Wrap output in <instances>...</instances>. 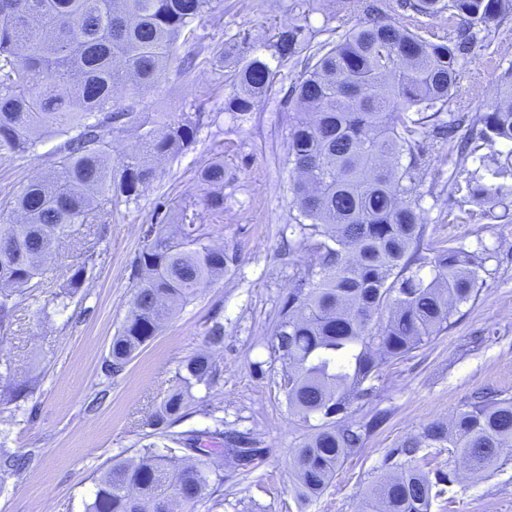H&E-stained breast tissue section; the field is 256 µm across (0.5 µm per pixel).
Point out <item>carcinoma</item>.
I'll use <instances>...</instances> for the list:
<instances>
[{
	"label": "carcinoma",
	"instance_id": "1",
	"mask_svg": "<svg viewBox=\"0 0 512 512\" xmlns=\"http://www.w3.org/2000/svg\"><path fill=\"white\" fill-rule=\"evenodd\" d=\"M214 0H0V150L25 157L45 138H59L47 176L30 180L0 206V332L18 300L42 275L43 260L71 236L75 224L112 203L137 201L157 179L152 160L190 149L205 113L142 112L139 105L166 81L177 50L194 40L192 25ZM507 0H336L337 22L315 40L304 17L273 35L272 53L240 55L233 65L236 93L225 109L254 111L292 65L286 102L288 163L296 209V245L313 259L284 303L272 350L282 363L279 388L288 407L321 424L294 450L298 497L320 495L349 457L363 447L374 419L338 424L336 415L366 395L380 366L401 359L448 329L459 306L476 300L483 255L462 246L420 251L425 225L415 193L426 165L420 137L431 128L453 139L447 120L466 108L455 95L462 65L477 45L489 47L505 23ZM122 81L127 104L112 97ZM503 102L483 114L480 137L495 148L489 159L471 152L467 189L495 207L512 199V68L499 76ZM138 131L112 163V140ZM410 161L402 166L401 159ZM204 194L182 206L224 212V160L199 173ZM224 247L195 224L168 230L165 219L145 232L133 261V296L112 337L101 370L110 378L153 340L179 305L224 272ZM87 262L72 264L51 298L67 308L84 284ZM207 354L187 360L180 381H210ZM18 381L3 398H28ZM186 406L175 391L149 425H172ZM177 444L151 443L138 461L115 459L95 480L86 512H172L171 498L195 507L212 471L193 459L223 457L245 468L256 456L248 432L224 430V418L202 430L169 435ZM450 447L473 472L501 466L512 447V398L477 396L447 425L435 420L394 452L391 471L370 491L368 512H430L455 482L453 471L430 479L417 465L424 448ZM17 455L0 449V479L18 473Z\"/></svg>",
	"mask_w": 512,
	"mask_h": 512
}]
</instances>
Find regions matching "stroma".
Listing matches in <instances>:
<instances>
[{
	"label": "stroma",
	"instance_id": "obj_1",
	"mask_svg": "<svg viewBox=\"0 0 512 512\" xmlns=\"http://www.w3.org/2000/svg\"><path fill=\"white\" fill-rule=\"evenodd\" d=\"M335 0H216L194 25L201 65L190 74L171 61L168 79L144 111L164 106L172 117L205 112L195 144L158 162V178L133 203H117L110 215L77 224L56 256L45 263L34 299L21 302L12 327L0 336V395L19 379L34 392L27 402L0 405V448L23 455L24 470L0 482V512H85L94 481L113 458L135 457L160 437L148 419L178 388V373L195 354H211L215 375L194 385L176 432L201 429L212 416L225 427L251 432L260 450L253 465L237 468L209 460L223 483L194 512H362L364 500L397 444L426 424L450 419L474 395L512 397V213L496 207L475 218L476 206L461 187L470 162L458 148L488 154L479 137V115L498 101V71L512 67V20L494 43L462 68L457 94L469 105L456 140L427 137L430 165L420 171L415 197L427 226L425 247L442 244L489 249L479 271L478 299L460 306L448 330L431 343L383 367L371 391L337 415L358 424L385 414V422L337 471L327 489L301 503L290 460L315 423L291 411L277 383L282 373L271 346L281 307L309 256L289 248L292 238L290 167L287 160L289 86L278 80L256 110L234 117L225 103L235 89L230 67L211 63L220 45L240 44L244 34L268 42L279 28L308 13L320 29ZM57 139L45 140L22 159L0 157V201L46 172ZM224 159V214L197 215L209 239L222 244L227 265L202 288L125 370L105 378L100 366L132 297L131 264L144 244L158 206L174 210L201 196L200 169ZM88 261L87 279L67 309L44 318L36 302L59 291L64 265ZM224 343L208 342L213 321ZM448 495L431 512H512V460L482 476L458 468Z\"/></svg>",
	"mask_w": 512,
	"mask_h": 512
}]
</instances>
